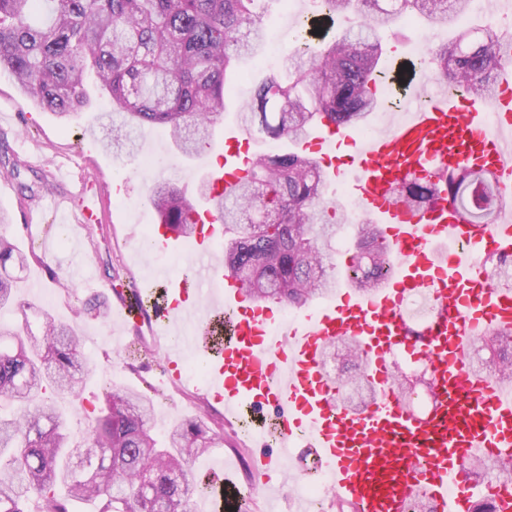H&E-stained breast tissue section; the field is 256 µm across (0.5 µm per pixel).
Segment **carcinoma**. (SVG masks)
Returning <instances> with one entry per match:
<instances>
[{
  "instance_id": "carcinoma-1",
  "label": "carcinoma",
  "mask_w": 512,
  "mask_h": 512,
  "mask_svg": "<svg viewBox=\"0 0 512 512\" xmlns=\"http://www.w3.org/2000/svg\"><path fill=\"white\" fill-rule=\"evenodd\" d=\"M258 0H0V73L5 71L36 104L60 119H74L88 106L85 72L96 76L112 100L106 113L111 149H136L137 127L169 132L185 156L211 145L240 60L257 54L265 27L254 10ZM469 0H318L325 21L351 14L355 25L334 40L304 42L288 54V66L267 77L243 108V128L273 140L300 141L316 121L360 124L381 108L370 84L382 77L381 33L406 16L448 24L464 15ZM502 35L488 25L459 30L454 43L430 53L434 76L464 91L490 98ZM17 159L0 160V175L18 181L22 199L36 201L49 190L43 175L21 181ZM494 172L458 168L448 173V199L472 221L496 206ZM327 179L313 158L296 152L264 154L235 192L222 199L224 268L255 298L300 307L336 288V225L325 205ZM437 187L426 179L403 183L398 197L427 206ZM144 202L159 223L185 239L194 237L195 203L166 180L155 181ZM360 259L351 282L360 289L390 272L380 230L361 225ZM29 256L0 234V397L14 409L0 412V512H193L197 493L190 462L215 447L218 434L199 418L172 426L159 442L153 433L154 404L147 392L107 383L97 404L83 412L84 436L69 451L66 416L56 396L72 389L84 368L76 329L49 315L43 334L32 332L30 304L16 299L15 271ZM497 363L481 360L512 383V332L494 335ZM344 363L342 381L372 395L354 342H334L327 357ZM473 471L512 483V468L478 458Z\"/></svg>"
}]
</instances>
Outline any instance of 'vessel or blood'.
Instances as JSON below:
<instances>
[{
	"instance_id": "b4317fda",
	"label": "vessel or blood",
	"mask_w": 512,
	"mask_h": 512,
	"mask_svg": "<svg viewBox=\"0 0 512 512\" xmlns=\"http://www.w3.org/2000/svg\"><path fill=\"white\" fill-rule=\"evenodd\" d=\"M223 145L224 163L209 176L217 192L238 183L249 163L235 134L225 133ZM307 145L327 176L354 179L356 209L380 225L392 275L367 290H338L282 322L281 303L253 298L239 280L220 277L205 245L220 219L206 209L197 218L200 247L191 279L166 289L156 307L125 306L124 317L147 313L168 326L184 314L191 286L223 280L219 313L198 322L207 330L222 315L231 332L204 349L210 365L205 393L223 404L226 420H238L247 404L258 412L272 409L278 427L276 451L252 459L247 490L225 480L228 512H247L272 476L284 475L289 451L298 447L313 457L335 501L349 512H408L418 496L435 512H473L468 463L481 456L512 463V383L473 367L477 344L512 330V290L495 286L487 267L491 258L512 255V207L499 205L493 223L477 224L447 193L418 208L397 199L394 187L411 176L436 183L451 169L488 168L499 195H512V59L501 65L493 98L431 94L368 137L321 120L310 128ZM415 291L430 292L436 309L435 318L417 328L404 313ZM347 338L356 343L374 391L358 409L341 402L340 382L325 365L329 343ZM397 353L430 368L437 391L426 416L411 412L397 392Z\"/></svg>"
}]
</instances>
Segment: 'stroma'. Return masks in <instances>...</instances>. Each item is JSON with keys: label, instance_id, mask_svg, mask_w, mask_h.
I'll return each instance as SVG.
<instances>
[{"label": "stroma", "instance_id": "obj_1", "mask_svg": "<svg viewBox=\"0 0 512 512\" xmlns=\"http://www.w3.org/2000/svg\"><path fill=\"white\" fill-rule=\"evenodd\" d=\"M313 13L312 0H288L284 6L273 0L263 22L266 28L277 31L281 45L289 46L300 32V20ZM428 31L433 32L437 45L453 36L452 28L433 29L423 20L385 33L383 62L390 74L417 81L421 68L419 38ZM283 68V63L267 64L258 56L241 62L243 78L227 102L225 123L235 124L236 113L251 98L256 85ZM108 134V127H91L86 119L70 123L57 119L33 104L11 79L0 77V154L18 156L25 163L21 181L56 173L62 164L71 166L75 176L88 186L85 204L102 218L101 223L81 228L77 244L55 232L42 235L43 225L54 220L56 200L68 195L70 184L55 181L51 192L25 207L19 181L0 177V213L9 219L5 231L21 249L36 252L20 274L18 297L31 304L34 312L48 311L57 321L75 326L81 336L87 365L73 393L57 398L59 409L67 414L74 407L94 402L105 383L139 389L147 381L158 385L169 380L170 372L157 355L167 340L155 336L150 317L124 326L108 316L81 312L72 306L63 288L75 286L83 298L112 309L133 301L146 282L168 286L170 279L163 274L168 259L178 258L181 267L192 268L193 253L187 248L171 253L142 247V240L158 223L156 213L143 206L142 198L152 182L162 179L194 196L206 165L215 163L218 155L213 149L194 158L184 157L159 127L142 129L134 154L115 155L101 145ZM27 213L32 215V223H23ZM109 280L114 283L110 289L105 286ZM154 405L156 435H163L174 421L197 417L204 418L221 438L233 433L224 423L223 405L206 400L202 388L168 391Z\"/></svg>", "mask_w": 512, "mask_h": 512}]
</instances>
